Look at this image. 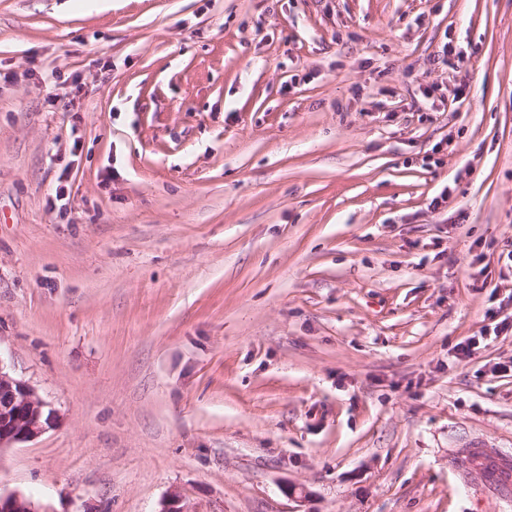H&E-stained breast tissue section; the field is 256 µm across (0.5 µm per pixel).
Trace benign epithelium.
I'll list each match as a JSON object with an SVG mask.
<instances>
[{
	"label": "benign epithelium",
	"instance_id": "1",
	"mask_svg": "<svg viewBox=\"0 0 512 512\" xmlns=\"http://www.w3.org/2000/svg\"><path fill=\"white\" fill-rule=\"evenodd\" d=\"M54 413L45 411V405L35 390L5 371L0 360V449L28 441L51 425ZM0 512H42L29 497L21 493L0 494Z\"/></svg>",
	"mask_w": 512,
	"mask_h": 512
}]
</instances>
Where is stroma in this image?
<instances>
[{
    "instance_id": "1",
    "label": "stroma",
    "mask_w": 512,
    "mask_h": 512,
    "mask_svg": "<svg viewBox=\"0 0 512 512\" xmlns=\"http://www.w3.org/2000/svg\"><path fill=\"white\" fill-rule=\"evenodd\" d=\"M511 249L512 0H0L2 492L512 512ZM496 313L497 312H494V311H488L486 313L485 318H488V320H491V322L489 324L490 326H488V325L482 326L481 329L479 330L478 334H475L474 336H470L463 343H460L459 344L460 348L458 349L460 354H462L465 357H469L472 354V352L478 348V346L480 345V342L482 340H484L487 335H490V329L492 330V332L494 333L495 336H497V334L504 329L510 328V331H511L512 321L508 322L507 321L508 318H504L501 321H497ZM493 324H494V326L492 327ZM44 408L28 383L5 371L0 356V450L33 439L51 425L54 413ZM463 455H470V461L463 467L464 469L476 468L483 475L487 485H497L498 489L504 492L510 489L512 483L510 458L488 457L482 448H468Z\"/></svg>"
}]
</instances>
